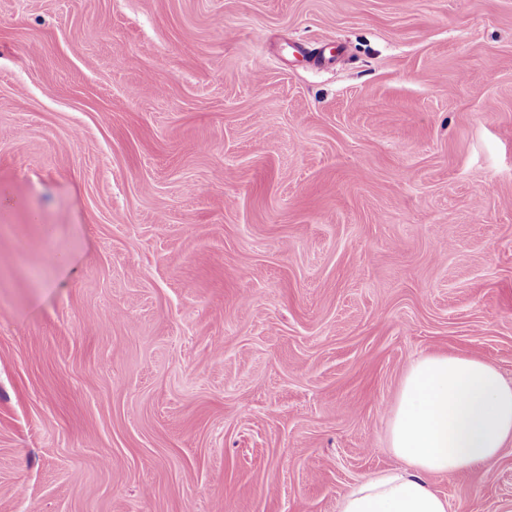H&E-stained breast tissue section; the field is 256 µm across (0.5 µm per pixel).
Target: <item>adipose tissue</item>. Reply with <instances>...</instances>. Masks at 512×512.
<instances>
[{
	"mask_svg": "<svg viewBox=\"0 0 512 512\" xmlns=\"http://www.w3.org/2000/svg\"><path fill=\"white\" fill-rule=\"evenodd\" d=\"M397 468L354 485L339 512H448L429 476L491 468L512 445V382L473 356L410 362L390 421Z\"/></svg>",
	"mask_w": 512,
	"mask_h": 512,
	"instance_id": "ef3b65f1",
	"label": "adipose tissue"
}]
</instances>
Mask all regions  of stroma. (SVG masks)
Returning <instances> with one entry per match:
<instances>
[{
	"label": "stroma",
	"mask_w": 512,
	"mask_h": 512,
	"mask_svg": "<svg viewBox=\"0 0 512 512\" xmlns=\"http://www.w3.org/2000/svg\"><path fill=\"white\" fill-rule=\"evenodd\" d=\"M427 354L512 381V0H0V512H339Z\"/></svg>",
	"instance_id": "1"
}]
</instances>
